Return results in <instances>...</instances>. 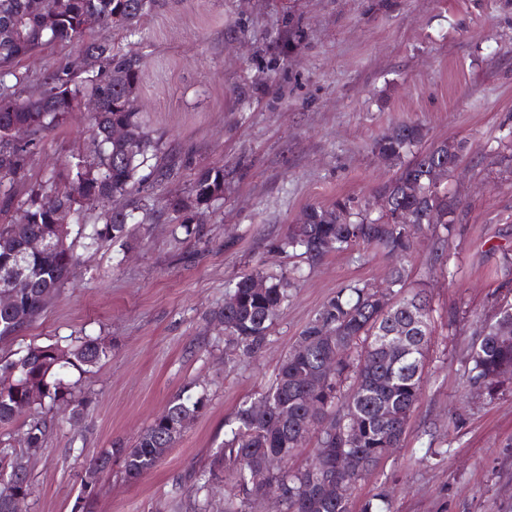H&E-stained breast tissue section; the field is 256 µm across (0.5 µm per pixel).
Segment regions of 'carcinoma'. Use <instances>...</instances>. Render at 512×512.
I'll return each mask as SVG.
<instances>
[{"instance_id": "carcinoma-1", "label": "carcinoma", "mask_w": 512, "mask_h": 512, "mask_svg": "<svg viewBox=\"0 0 512 512\" xmlns=\"http://www.w3.org/2000/svg\"><path fill=\"white\" fill-rule=\"evenodd\" d=\"M152 2L0 0V213H16L11 223L0 225V238L7 236L12 243L11 252H0V275L12 274L17 264L21 267L12 288L14 302L0 306V340L14 336L40 316L76 263L68 243L70 230L55 223L60 208L68 206L79 224L84 209L101 207L97 223L83 228L84 239L91 246L125 238L135 229L134 210L117 207L112 200L171 172L161 162L158 140L131 105L144 65L141 56L114 53L107 42H89L84 45L85 56L98 61V66L87 70L84 77L67 65L59 66L45 74L32 93L26 91L29 76L14 69L13 63L48 43L80 39L88 16L96 17L106 28H125L133 34ZM85 100L96 106L90 153L63 170L52 171L21 201L11 190L1 189L6 180L12 184L23 179L44 135L62 125ZM17 124L30 129L31 140L24 146L7 138L9 129ZM114 125L126 129L125 138H112ZM424 138L420 124L405 123L375 141V149L391 157L397 167L395 176L374 192L392 200L390 213L374 217L370 202L350 197L338 198L327 207L311 205L303 211L304 223L290 225L278 248L298 251L311 262L360 246L405 257L411 253L410 236L417 232L439 240L452 234L458 204L427 177L433 166L448 164V143L423 148ZM407 183L417 192L406 194L403 187ZM223 198L224 167L211 166L200 170L188 195L168 201L166 207L175 214L179 228L199 242L205 232L202 225L194 223L196 214ZM399 209L411 211L415 223H392ZM34 239L45 241V246L30 248ZM257 281L265 288H253ZM295 284L296 278L287 273L268 275L259 269L228 282L230 301L211 316L212 321L224 325L225 349L243 355L260 351ZM428 288L427 281L408 282L405 267L399 266L384 288L355 284L331 297L299 336L308 346L294 345L283 358L273 384L261 393L268 406L266 415H255L252 402L245 401L226 423L221 457L197 478L196 492L203 494V500L195 512H211L212 484L223 482L226 475L231 478L232 493L224 502V512H244L247 505L264 497L274 499L278 512H349L344 500L319 494V486L327 478H339L325 468L322 449L359 456L362 469L345 476L355 484L399 447L407 420L421 399L423 363L432 335L429 322L422 328L410 326L407 312L417 307L431 318ZM395 322L409 327L412 338L411 349L401 355L390 354L384 347L386 333ZM326 327L334 330L335 345L343 354L336 356L335 374L326 387L313 393L303 382L331 353L329 342L322 338ZM109 349L101 337L85 335L66 347L30 345L0 358V428L15 422L14 411L21 403L38 399V412L24 422L29 444L16 448L0 439V472L12 468L17 458L37 455L35 449L43 447L53 427L47 411L69 406L73 417L82 414L85 402L75 395L65 369L71 366L88 372L108 356ZM351 350L357 353L359 363L354 384L345 391L343 383L351 369L347 352ZM471 362L473 380L491 391L501 375L512 370V342L501 341L490 331L473 346ZM311 399L322 402L324 416L316 423L319 447L313 449L309 464L301 471L288 469L286 463L276 464L269 469L265 484L254 486L252 466L273 456L291 457L298 450L294 440L309 424L306 403ZM383 403L395 406V414L388 420L381 419L377 411ZM205 405L203 396L194 400L174 397L132 444H116L96 458L81 478L82 489L96 486L114 457L123 460L131 479L149 474ZM350 415L356 417L351 435L345 426ZM21 491H31L25 471L10 484L0 482V512H13V498Z\"/></svg>"}]
</instances>
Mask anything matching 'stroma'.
<instances>
[{"instance_id": "stroma-1", "label": "stroma", "mask_w": 512, "mask_h": 512, "mask_svg": "<svg viewBox=\"0 0 512 512\" xmlns=\"http://www.w3.org/2000/svg\"><path fill=\"white\" fill-rule=\"evenodd\" d=\"M140 53L135 107L178 166L132 192L154 209L133 237L87 249L39 319L0 342V357L65 337L99 336L108 357L70 381L87 400L78 424H57L28 462L22 512H74L89 464L132 444L175 396L207 404L158 467L127 479L120 460L93 493V512H191L195 480L224 447L225 422L269 385L283 356L342 288L382 283L395 257L366 247L316 264L277 244L307 206L372 198L395 170L374 150L391 128L416 122L425 144L463 143L448 180L460 224L445 244L423 239L403 262L431 280L435 333L422 398L400 448L357 482L351 512L382 489L390 512H512V373L495 395L473 385L470 353L512 305V176L498 162L512 142V0H157L139 32L89 25L82 41L20 59L30 89L53 68L83 70V42ZM88 110L47 133L17 194L88 152ZM224 169L205 242L174 228L168 200L198 171ZM448 272L434 275L439 253ZM297 270L300 280L257 354L224 350L210 322L240 273Z\"/></svg>"}]
</instances>
